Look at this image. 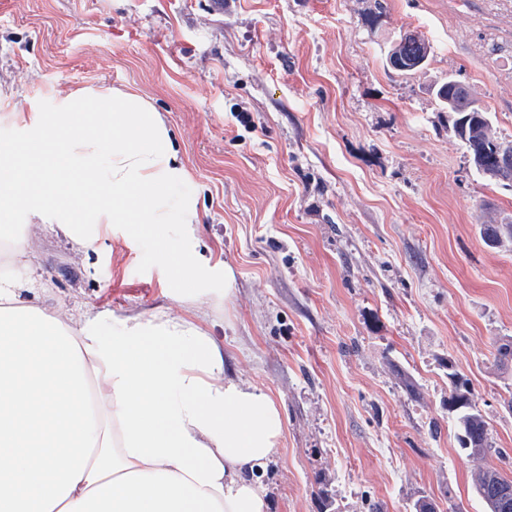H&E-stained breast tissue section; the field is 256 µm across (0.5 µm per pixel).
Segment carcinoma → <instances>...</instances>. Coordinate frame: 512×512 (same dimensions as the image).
Returning <instances> with one entry per match:
<instances>
[{
  "instance_id": "obj_1",
  "label": "carcinoma",
  "mask_w": 512,
  "mask_h": 512,
  "mask_svg": "<svg viewBox=\"0 0 512 512\" xmlns=\"http://www.w3.org/2000/svg\"><path fill=\"white\" fill-rule=\"evenodd\" d=\"M431 53V45L424 40L416 47L405 45L404 38L396 40L387 57L386 62L396 58L407 61H428ZM457 80L448 76V81L443 82L433 89V95L440 108L456 114L453 123L454 134L467 146L471 161L476 170L485 178L495 183H508L512 186V173L504 175L495 168V160L503 151L512 153V140H506L496 136L493 128L491 113L480 104L474 94H469L463 100L457 96L455 87ZM494 236L498 241L504 238H512V222L506 224H485L482 228V236ZM457 411L458 424L462 432L470 437L480 439L487 438L486 422L482 415L475 411L470 401H465L459 406L453 407ZM503 482L512 483V477L506 476L497 470L480 469L475 474L473 485L476 493L482 499L495 494L498 485Z\"/></svg>"
}]
</instances>
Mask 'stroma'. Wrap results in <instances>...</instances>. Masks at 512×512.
Instances as JSON below:
<instances>
[{
  "instance_id": "obj_1",
  "label": "stroma",
  "mask_w": 512,
  "mask_h": 512,
  "mask_svg": "<svg viewBox=\"0 0 512 512\" xmlns=\"http://www.w3.org/2000/svg\"><path fill=\"white\" fill-rule=\"evenodd\" d=\"M426 68L385 65L400 34ZM471 87L512 140V0H0V139L14 111L83 86L161 113L191 176L198 249L225 260L193 320L224 374L270 392V512H486L472 475L512 476V188L485 180L430 92ZM64 320L173 310L151 243L18 217L0 275ZM488 425L462 451L450 373Z\"/></svg>"
}]
</instances>
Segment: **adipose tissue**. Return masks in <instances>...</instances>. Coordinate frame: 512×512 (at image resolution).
<instances>
[{
  "label": "adipose tissue",
  "instance_id": "adipose-tissue-1",
  "mask_svg": "<svg viewBox=\"0 0 512 512\" xmlns=\"http://www.w3.org/2000/svg\"><path fill=\"white\" fill-rule=\"evenodd\" d=\"M0 140V236L18 214L56 224H123L153 241L173 302L222 260L176 242L197 223L189 181L160 113L130 90L81 87L53 110L17 113ZM0 277V512H269L254 475L277 454L279 404L224 375L212 336L182 315L70 325Z\"/></svg>",
  "mask_w": 512,
  "mask_h": 512
}]
</instances>
